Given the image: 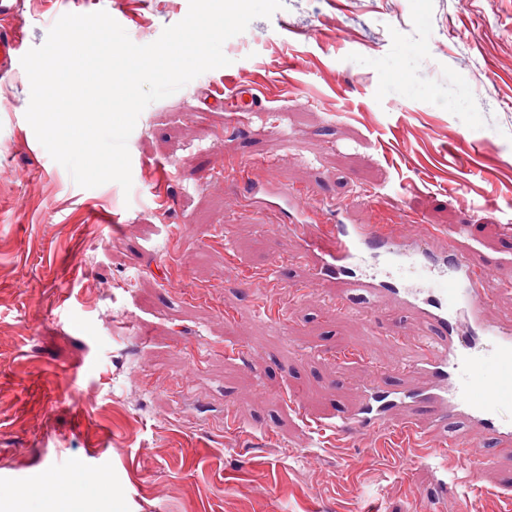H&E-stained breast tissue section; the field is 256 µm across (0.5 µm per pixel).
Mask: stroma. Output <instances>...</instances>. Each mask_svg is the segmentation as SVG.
Listing matches in <instances>:
<instances>
[{
	"mask_svg": "<svg viewBox=\"0 0 512 512\" xmlns=\"http://www.w3.org/2000/svg\"><path fill=\"white\" fill-rule=\"evenodd\" d=\"M100 9L146 45L189 0H20L14 22L28 50ZM223 51L140 114L128 191L76 185L25 117V70L0 77V499L53 494L52 470L104 477L90 512H417L423 495L512 512V455L414 468L382 456L392 426L328 450L323 424L424 328L392 303L336 313L340 283H305L297 237L264 234L224 188L225 159L245 158L343 200L348 224L470 225L458 245L500 286L487 316L512 319V0H284ZM228 75L261 106L208 102ZM98 207L115 223H92ZM271 271L280 287L255 291Z\"/></svg>",
	"mask_w": 512,
	"mask_h": 512,
	"instance_id": "stroma-1",
	"label": "stroma"
}]
</instances>
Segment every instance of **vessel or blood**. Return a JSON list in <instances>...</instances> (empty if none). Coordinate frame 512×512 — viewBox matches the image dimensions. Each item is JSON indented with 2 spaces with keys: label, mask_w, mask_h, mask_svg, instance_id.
Masks as SVG:
<instances>
[{
  "label": "vessel or blood",
  "mask_w": 512,
  "mask_h": 512,
  "mask_svg": "<svg viewBox=\"0 0 512 512\" xmlns=\"http://www.w3.org/2000/svg\"><path fill=\"white\" fill-rule=\"evenodd\" d=\"M18 0H0V76L13 73L23 41L13 24ZM231 91L236 110L253 101L250 89L232 79L215 88L222 101ZM404 237H391L383 225L324 224L319 234L295 226L303 255L320 258L323 276L346 275L345 294L337 295V313L355 305L369 308L396 298L412 309L427 331L423 343L392 368V378L373 376L359 407L338 412L329 428L351 438L380 429L394 410L406 413L397 430L415 437L409 459L418 467L429 459L464 462L472 440L512 438V323L486 315L495 293L490 268L456 246L436 255L430 246L437 232L424 217L406 221ZM430 374L431 389L418 391L408 378Z\"/></svg>",
  "instance_id": "obj_1"
}]
</instances>
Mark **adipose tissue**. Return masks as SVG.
Here are the masks:
<instances>
[{"label": "adipose tissue", "mask_w": 512, "mask_h": 512, "mask_svg": "<svg viewBox=\"0 0 512 512\" xmlns=\"http://www.w3.org/2000/svg\"><path fill=\"white\" fill-rule=\"evenodd\" d=\"M56 497L49 498L36 491H28L14 503L12 512H88L89 489L103 486V478H92L79 473L57 477Z\"/></svg>", "instance_id": "obj_1"}]
</instances>
